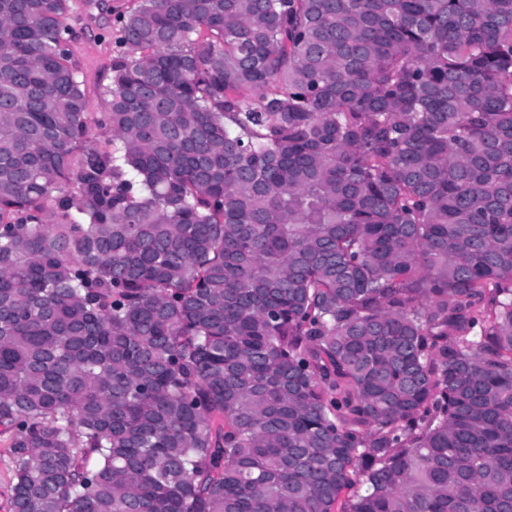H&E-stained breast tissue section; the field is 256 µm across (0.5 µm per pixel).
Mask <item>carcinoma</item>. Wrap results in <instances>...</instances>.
<instances>
[{"label":"carcinoma","mask_w":512,"mask_h":512,"mask_svg":"<svg viewBox=\"0 0 512 512\" xmlns=\"http://www.w3.org/2000/svg\"><path fill=\"white\" fill-rule=\"evenodd\" d=\"M69 3L0 0L12 512H512V0H137L95 116Z\"/></svg>","instance_id":"carcinoma-1"}]
</instances>
